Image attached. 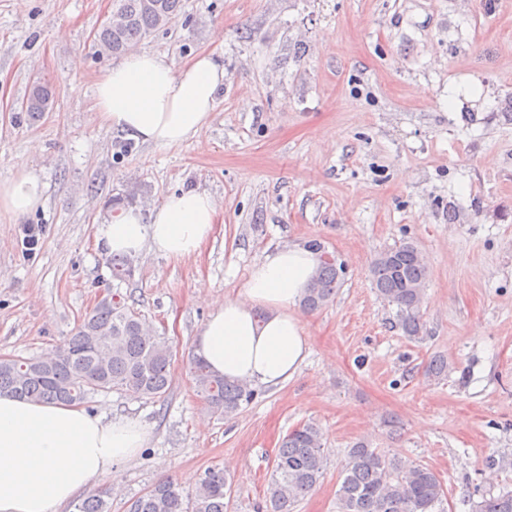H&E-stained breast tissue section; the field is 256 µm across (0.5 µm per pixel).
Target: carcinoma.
<instances>
[{"mask_svg": "<svg viewBox=\"0 0 512 512\" xmlns=\"http://www.w3.org/2000/svg\"><path fill=\"white\" fill-rule=\"evenodd\" d=\"M183 0H112L111 19L96 33V44L114 56L127 53L155 31L171 24ZM54 97L47 82L31 86L25 111L34 117L48 111ZM112 277L132 275L125 255L108 260ZM345 268L320 259L302 298L308 312L332 303ZM428 268L418 246L405 241L378 255L372 284L396 307L395 324L414 341L422 339L421 306ZM174 348L165 336L152 332L140 314L120 294L101 300L52 354L35 359L0 357V393L36 402L81 405L99 392L121 391L133 398L157 400L170 388ZM190 373L204 409L232 418L255 398L246 384L212 373L199 356L190 360ZM327 466L323 433L305 423L282 438L266 490L267 512H293L299 498L319 483ZM231 486L218 467H211L195 491L183 493L171 478L157 481L131 504V512H227ZM444 490L438 475L412 460L389 458L357 442L349 448L337 491L339 512H435ZM75 512H111L104 489L75 504ZM475 512H512V491L483 497Z\"/></svg>", "mask_w": 512, "mask_h": 512, "instance_id": "carcinoma-1", "label": "carcinoma"}]
</instances>
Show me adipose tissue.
I'll use <instances>...</instances> for the list:
<instances>
[{
    "mask_svg": "<svg viewBox=\"0 0 512 512\" xmlns=\"http://www.w3.org/2000/svg\"><path fill=\"white\" fill-rule=\"evenodd\" d=\"M224 84L213 54L175 67L144 50L125 54L95 85L100 122L137 141L174 146L198 136ZM44 185L32 172L0 181V224L37 209ZM217 219L213 195L180 190L143 216L129 208L99 229L111 253L151 251L181 260L199 253ZM318 265L316 251L298 244L267 253L235 294L212 302L193 350L212 372L251 386L292 381L310 354L300 300ZM149 432L141 422L91 414L78 405L34 403L0 394V512H58L115 465L133 460Z\"/></svg>",
    "mask_w": 512,
    "mask_h": 512,
    "instance_id": "1",
    "label": "adipose tissue"
}]
</instances>
